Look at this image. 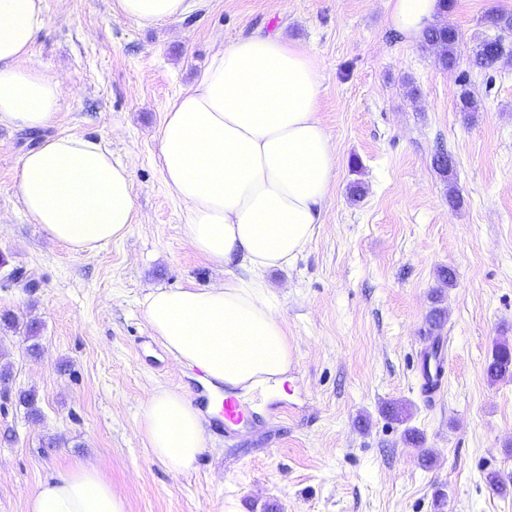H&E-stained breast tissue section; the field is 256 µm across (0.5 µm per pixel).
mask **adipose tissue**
<instances>
[{"mask_svg": "<svg viewBox=\"0 0 512 512\" xmlns=\"http://www.w3.org/2000/svg\"><path fill=\"white\" fill-rule=\"evenodd\" d=\"M200 0H116L141 25L180 20ZM441 0H389L390 22L418 42ZM47 25L44 0H0V124L44 132L23 158L17 191L49 239L77 251L125 237L136 221L129 169L102 143L77 132L51 134L62 109L60 81L26 67ZM316 58L279 35L240 38L219 48L200 78L168 108L158 134L162 177L182 202L183 238L211 263L236 265L206 290L159 289L143 302L166 349L201 369L213 393L277 396L291 351L255 272L292 265L311 242L336 176L337 158L318 111ZM142 423L153 455L170 471L206 448L203 414L183 392L151 394ZM30 512H125L100 469L82 465L43 481Z\"/></svg>", "mask_w": 512, "mask_h": 512, "instance_id": "obj_1", "label": "adipose tissue"}]
</instances>
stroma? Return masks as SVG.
Returning <instances> with one entry per match:
<instances>
[{"instance_id": "1", "label": "stroma", "mask_w": 512, "mask_h": 512, "mask_svg": "<svg viewBox=\"0 0 512 512\" xmlns=\"http://www.w3.org/2000/svg\"><path fill=\"white\" fill-rule=\"evenodd\" d=\"M113 2L46 0L25 64L63 84L57 131L100 140L130 170L128 234L79 252L49 239L16 191L39 136L0 126V258L17 275L0 281V313L41 325L36 357L21 334L0 332L13 389L35 390L40 409L30 418L0 398V512H29L45 478L87 463L126 512H512V491L492 494L486 481L512 470V375L486 374L494 346H512V55L485 71L467 64L495 34L482 16L512 12V0H456L451 70L391 26L388 0H204L148 26ZM254 34L315 56L336 177L296 262L260 275L293 353L287 398L249 402L260 427L206 430L204 453L174 474L148 446L141 405L192 386L143 301L158 288L223 284L227 272L185 244L157 135L213 53ZM465 87L479 112H461ZM441 147L456 161L448 178L433 166ZM436 305L446 364L431 401L419 375ZM391 404L400 420L386 416ZM410 430L422 448L406 443Z\"/></svg>"}]
</instances>
